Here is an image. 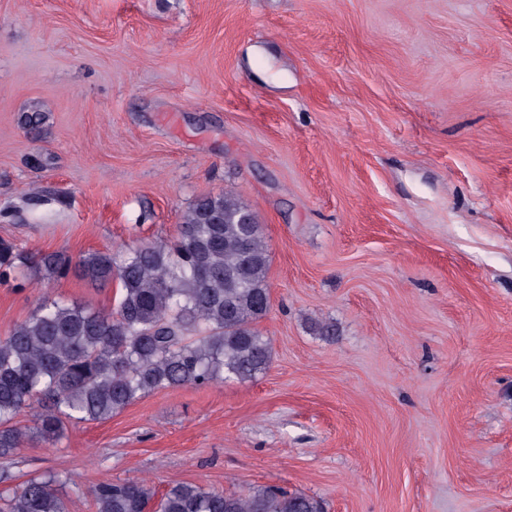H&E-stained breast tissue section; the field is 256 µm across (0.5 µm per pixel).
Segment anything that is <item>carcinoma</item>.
Listing matches in <instances>:
<instances>
[{
	"label": "carcinoma",
	"instance_id": "carcinoma-1",
	"mask_svg": "<svg viewBox=\"0 0 512 512\" xmlns=\"http://www.w3.org/2000/svg\"><path fill=\"white\" fill-rule=\"evenodd\" d=\"M269 261L262 224L231 192L196 198L173 241L94 251L75 264L0 239V282L23 267L44 281L73 271L119 287L110 311L44 297L0 336V458L56 441L65 419L106 420L156 390L265 372L271 346L255 325L270 309ZM32 406L34 426H14ZM60 483L56 475L27 480L8 493L6 512H66ZM94 500L97 512H324L302 492L238 495L187 482L161 494L143 481L101 482Z\"/></svg>",
	"mask_w": 512,
	"mask_h": 512
}]
</instances>
